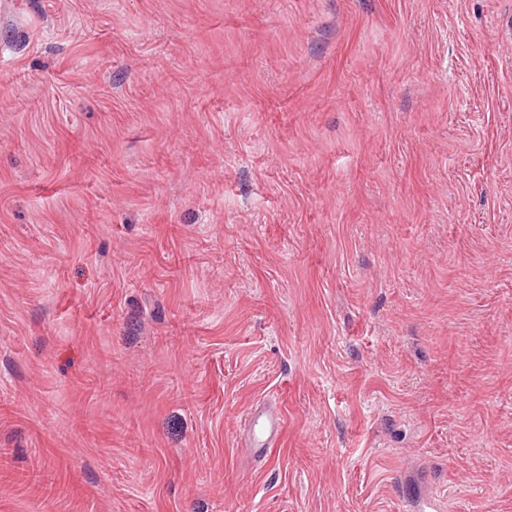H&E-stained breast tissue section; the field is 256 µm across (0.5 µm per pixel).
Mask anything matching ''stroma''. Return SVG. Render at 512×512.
I'll return each mask as SVG.
<instances>
[{
    "label": "stroma",
    "mask_w": 512,
    "mask_h": 512,
    "mask_svg": "<svg viewBox=\"0 0 512 512\" xmlns=\"http://www.w3.org/2000/svg\"><path fill=\"white\" fill-rule=\"evenodd\" d=\"M430 499L512 512V0H0V512ZM283 429L279 409L261 404L253 407L243 423V438L248 448H255L259 456H266L278 443Z\"/></svg>",
    "instance_id": "1"
}]
</instances>
